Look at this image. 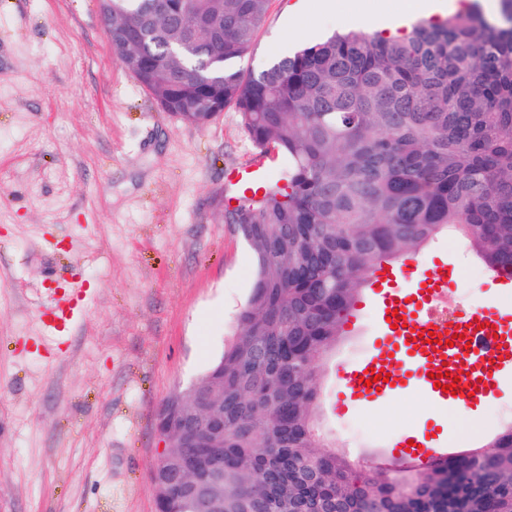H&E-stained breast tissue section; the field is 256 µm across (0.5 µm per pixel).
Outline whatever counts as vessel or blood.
<instances>
[{
  "mask_svg": "<svg viewBox=\"0 0 512 512\" xmlns=\"http://www.w3.org/2000/svg\"><path fill=\"white\" fill-rule=\"evenodd\" d=\"M458 276L454 266L437 261L427 265H392L377 268L367 304L381 330L365 363L344 371L342 378L349 398L362 400L381 390L405 388L413 384L427 388L431 399L457 411L471 410L475 403L495 396L496 377L504 367L512 366V314H502L492 306L476 307L458 313L448 321V290ZM85 295L84 284L71 279L66 289L43 307L41 318L50 328L75 323L77 307ZM398 311L404 325L392 328L388 311ZM435 332L437 344L417 342L418 334ZM458 333L453 346H446L448 332ZM387 363L391 376L380 387L363 383L369 369ZM447 367L460 376L457 394L435 388L433 373ZM447 446L426 433L415 437L403 458L421 463L448 456Z\"/></svg>",
  "mask_w": 512,
  "mask_h": 512,
  "instance_id": "b4317fda",
  "label": "vessel or blood"
}]
</instances>
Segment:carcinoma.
<instances>
[{
    "label": "carcinoma",
    "instance_id": "cac0c4a2",
    "mask_svg": "<svg viewBox=\"0 0 512 512\" xmlns=\"http://www.w3.org/2000/svg\"><path fill=\"white\" fill-rule=\"evenodd\" d=\"M112 43L157 104L201 125L234 108L254 145L288 158L257 200L224 210L256 281L223 355L181 404L198 489L166 512H512V426L486 446L364 471L320 429L321 377L374 274L457 232L512 277V0L474 3L402 36L335 32L259 71L269 0H111ZM214 409L224 432L193 417ZM460 475L443 494L439 475Z\"/></svg>",
    "mask_w": 512,
    "mask_h": 512
}]
</instances>
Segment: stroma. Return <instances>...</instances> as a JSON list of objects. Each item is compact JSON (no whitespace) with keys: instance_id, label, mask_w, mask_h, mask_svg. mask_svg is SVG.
I'll use <instances>...</instances> for the list:
<instances>
[{"instance_id":"obj_1","label":"stroma","mask_w":512,"mask_h":512,"mask_svg":"<svg viewBox=\"0 0 512 512\" xmlns=\"http://www.w3.org/2000/svg\"><path fill=\"white\" fill-rule=\"evenodd\" d=\"M302 6L270 0L241 69L339 31ZM257 163L272 177L288 160L261 154L234 109L197 127L159 108L98 0H0V512H155L157 413L219 359L256 277L224 205L228 173ZM418 257L460 267L456 297L512 306L455 232ZM74 277L83 312L58 333L40 307ZM375 326L351 311L321 379V425L353 462L390 465L402 432L435 430L456 453L512 425V369L494 423L493 407L460 422L416 387L347 398L339 376Z\"/></svg>"}]
</instances>
